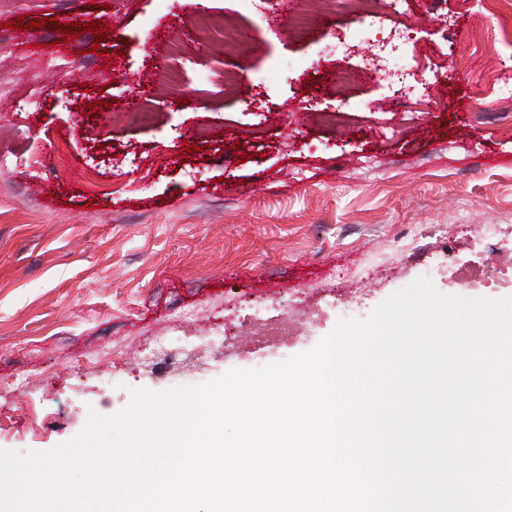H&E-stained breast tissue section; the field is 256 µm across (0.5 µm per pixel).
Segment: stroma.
Returning a JSON list of instances; mask_svg holds the SVG:
<instances>
[{
  "instance_id": "obj_1",
  "label": "stroma",
  "mask_w": 512,
  "mask_h": 512,
  "mask_svg": "<svg viewBox=\"0 0 512 512\" xmlns=\"http://www.w3.org/2000/svg\"><path fill=\"white\" fill-rule=\"evenodd\" d=\"M195 2L0 0V449L48 451L133 391L305 352L344 308L365 320L425 269L454 296L488 251L512 257V124L483 118L512 113L499 0H401L419 37L408 72L427 84L410 107L382 98L372 43L338 50L349 17L323 0L303 40L276 10ZM209 17L231 44L199 43ZM95 21L103 52L94 32L62 35ZM343 99L347 121L316 119ZM302 286L323 316L288 338L277 301ZM255 296L259 342L158 353L161 330L234 328Z\"/></svg>"
}]
</instances>
